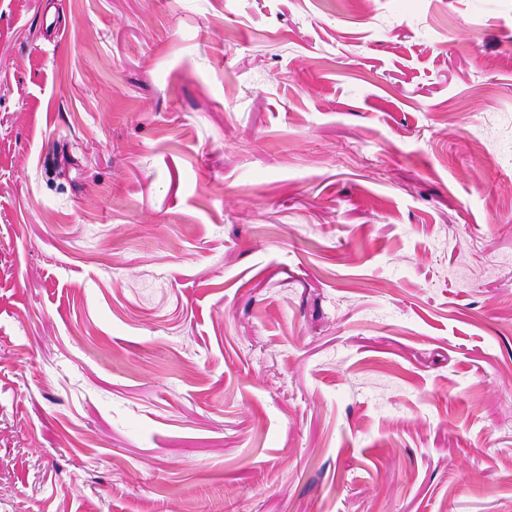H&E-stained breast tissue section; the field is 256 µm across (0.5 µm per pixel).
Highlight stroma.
<instances>
[{
    "mask_svg": "<svg viewBox=\"0 0 512 512\" xmlns=\"http://www.w3.org/2000/svg\"><path fill=\"white\" fill-rule=\"evenodd\" d=\"M0 512H512V0H0Z\"/></svg>",
    "mask_w": 512,
    "mask_h": 512,
    "instance_id": "35a3bbf8",
    "label": "stroma"
}]
</instances>
